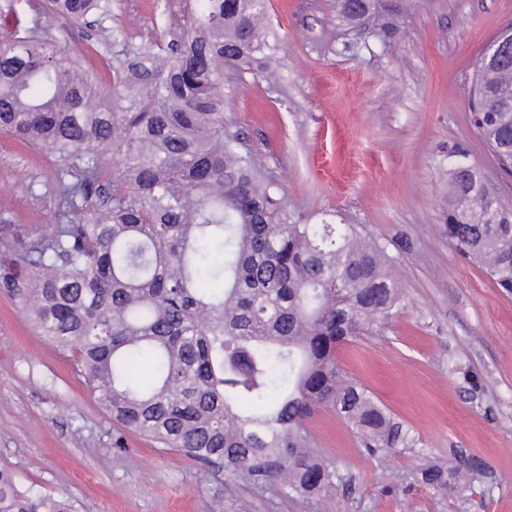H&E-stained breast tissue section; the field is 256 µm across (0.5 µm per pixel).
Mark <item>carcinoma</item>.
<instances>
[{"instance_id":"obj_1","label":"carcinoma","mask_w":512,"mask_h":512,"mask_svg":"<svg viewBox=\"0 0 512 512\" xmlns=\"http://www.w3.org/2000/svg\"><path fill=\"white\" fill-rule=\"evenodd\" d=\"M267 0H194L182 37L116 60L101 82L58 40L18 38L0 12V132L51 160L54 224L28 230L0 211V286L71 352L124 427L236 478L319 495L335 471L308 422L336 413L370 455L418 439L349 376L339 346L382 336L405 306L389 257L350 224H300L227 133L224 70L270 68ZM80 25L105 0H44ZM358 25L375 0H337ZM475 128L500 168L512 161V54H483ZM487 101L497 106L482 112ZM448 166V242L512 294V213L469 154ZM483 463L456 454L420 471L446 497ZM0 512H71L21 490L0 467Z\"/></svg>"}]
</instances>
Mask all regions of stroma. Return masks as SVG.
<instances>
[{
	"instance_id": "35a3bbf8",
	"label": "stroma",
	"mask_w": 512,
	"mask_h": 512,
	"mask_svg": "<svg viewBox=\"0 0 512 512\" xmlns=\"http://www.w3.org/2000/svg\"><path fill=\"white\" fill-rule=\"evenodd\" d=\"M112 45L94 29L70 30L24 0L28 27L108 77L116 56L166 44L185 0H108ZM274 73L226 75V129L304 224H352L384 247L406 295L385 336L338 351L341 366L416 435L418 445L370 455L331 410L308 424L314 449L337 470L312 498L274 479L245 483L179 449L112 422L75 358L30 322L0 287V464L19 488L65 497L75 512H512V295L448 244V151L459 146L490 192L512 201L504 172L475 133L470 90L476 58L512 26V0H378L362 26L336 15V0H269ZM37 148L0 133V209L52 224L31 176L52 180ZM485 384L470 401L449 371ZM456 450L489 475L448 498L415 471Z\"/></svg>"
}]
</instances>
